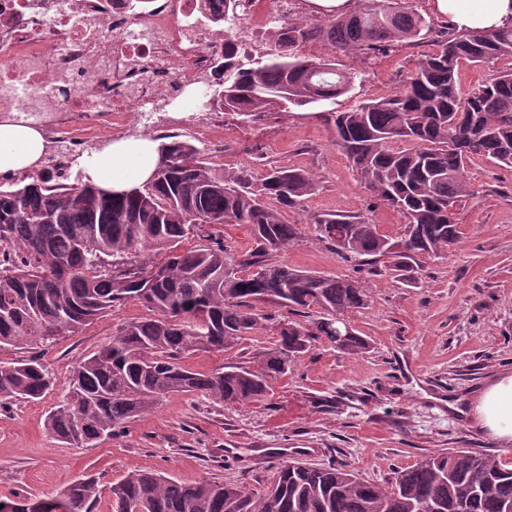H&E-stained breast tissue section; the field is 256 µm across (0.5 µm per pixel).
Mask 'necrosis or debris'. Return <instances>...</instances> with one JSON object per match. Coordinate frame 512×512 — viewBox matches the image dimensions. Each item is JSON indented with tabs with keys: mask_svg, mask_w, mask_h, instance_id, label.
<instances>
[{
	"mask_svg": "<svg viewBox=\"0 0 512 512\" xmlns=\"http://www.w3.org/2000/svg\"><path fill=\"white\" fill-rule=\"evenodd\" d=\"M245 0L234 46L253 53L260 18L282 17L288 0ZM221 0H0V114L61 134L83 153L85 128L115 113L167 111L205 83L224 37L213 24Z\"/></svg>",
	"mask_w": 512,
	"mask_h": 512,
	"instance_id": "1",
	"label": "necrosis or debris"
}]
</instances>
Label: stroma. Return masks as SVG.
<instances>
[{
    "instance_id": "1",
    "label": "stroma",
    "mask_w": 512,
    "mask_h": 512,
    "mask_svg": "<svg viewBox=\"0 0 512 512\" xmlns=\"http://www.w3.org/2000/svg\"><path fill=\"white\" fill-rule=\"evenodd\" d=\"M433 49L426 38L365 63L337 56L342 69L358 76L353 90L337 98L335 110L395 94L418 56ZM197 98V90L187 92L172 109V124L146 130L131 116L124 125L98 130L89 148L97 150L111 138L175 134L207 147L228 168L244 166L260 174L277 163L315 173L316 192L302 209L285 213L288 222L299 225L302 239L282 258L299 269L360 276L370 305L348 318L369 348L348 354L317 346L287 376L270 380L260 402L225 406L199 394H175L121 435L94 446L65 445L46 430L47 414L81 360L110 342L121 325L146 316L141 303L124 302L41 348L54 381L43 400H15L0 408V499L50 497L83 476L107 488L145 468L185 483H243L259 490L284 465L276 454L280 448L313 465H346L382 485L422 457L457 448L512 459V444L494 441L459 412L495 375L512 372V168L481 158L467 166L473 194L455 208L460 237L448 252L419 258L397 272L369 265L358 272L318 239L314 215H359L394 241L406 220L374 204L314 108L246 125L228 115L223 123L202 128L189 119ZM275 343L273 332L260 331L230 352L198 351L182 364L203 372L228 362L247 366L256 352Z\"/></svg>"
}]
</instances>
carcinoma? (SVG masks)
<instances>
[{
	"mask_svg": "<svg viewBox=\"0 0 512 512\" xmlns=\"http://www.w3.org/2000/svg\"><path fill=\"white\" fill-rule=\"evenodd\" d=\"M224 41L235 36L238 0H223ZM434 35L436 49L414 63L404 89L325 111L334 142L364 187L407 219L405 238L392 242L356 216L314 217L319 238L348 262L366 265L391 256L416 262L459 240L457 202L470 194L465 167L475 158L512 167V68L468 93L458 85L463 61L475 66L512 58V25L451 27L425 18L403 0H358L344 14L310 22L275 17L259 58L224 54L212 69L224 111L249 123L270 112L318 106L350 93L357 73L334 56L365 62ZM330 53H302L310 42ZM159 176L125 193L83 181H60L59 169L0 184V345L37 349L76 332L128 300L149 315L121 326L112 341L74 369L68 392L49 411L48 432L65 444L93 445L148 413L172 393L201 394L225 405L263 400L269 380L326 342L358 354L368 343L346 315L369 305L360 281L294 268L269 256L301 237L284 211L316 191L310 171L272 165L256 180L243 167L226 168L209 152L175 135L160 142ZM246 224L254 248L240 259L215 238L193 249L181 243L205 225ZM165 250L155 266L149 250ZM309 317L304 324L282 312ZM276 331L275 348L256 367L187 369L192 351H228L257 330ZM52 379L36 355L0 361V405L39 401ZM103 488L92 477L71 482L59 496H16L13 512H95ZM112 512H512V461L467 448L431 455L400 471L384 487L343 465L282 466L271 486L203 481L186 484L147 469L109 489Z\"/></svg>",
	"mask_w": 512,
	"mask_h": 512,
	"instance_id": "cac0c4a2",
	"label": "carcinoma"
}]
</instances>
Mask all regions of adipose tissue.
Here are the masks:
<instances>
[{
  "label": "adipose tissue",
  "instance_id": "obj_1",
  "mask_svg": "<svg viewBox=\"0 0 512 512\" xmlns=\"http://www.w3.org/2000/svg\"><path fill=\"white\" fill-rule=\"evenodd\" d=\"M434 11L459 28H499L512 23V0H433ZM48 142L36 124L0 122V175L13 176L40 168ZM158 144L147 138H119L84 155L79 165L94 185L123 192L150 179ZM472 415L491 438L512 442V373L498 375L483 387Z\"/></svg>",
  "mask_w": 512,
  "mask_h": 512
}]
</instances>
